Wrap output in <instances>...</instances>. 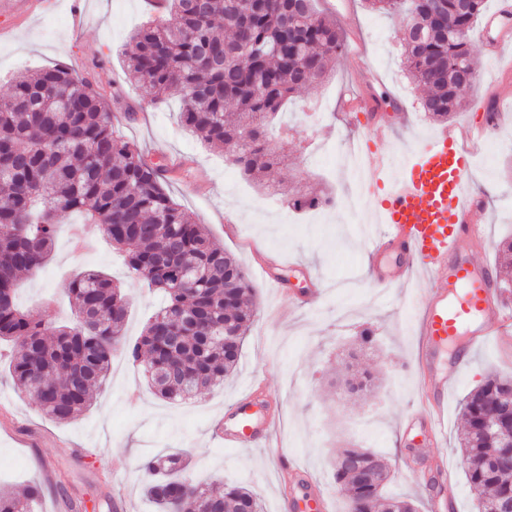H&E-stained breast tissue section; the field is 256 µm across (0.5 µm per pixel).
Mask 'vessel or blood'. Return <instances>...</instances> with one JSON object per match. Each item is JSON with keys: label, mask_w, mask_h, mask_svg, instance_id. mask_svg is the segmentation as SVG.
Returning <instances> with one entry per match:
<instances>
[{"label": "vessel or blood", "mask_w": 512, "mask_h": 512, "mask_svg": "<svg viewBox=\"0 0 512 512\" xmlns=\"http://www.w3.org/2000/svg\"><path fill=\"white\" fill-rule=\"evenodd\" d=\"M482 29L498 33L491 54L511 46L512 0H498ZM498 125V120L485 116L470 123L465 142L456 128L442 129L423 146L408 150L402 173L394 179L389 166L397 145L380 142L366 156L376 182L386 186L377 205L383 230L372 241L371 258H397L390 268L377 269V279L390 283L419 270L428 280L418 355L424 388L411 422L423 424L426 436L435 441L441 437L448 390L458 382L463 366L489 342L512 346V316L500 307L495 270L473 251L484 240L478 221L484 203L467 184L472 157ZM447 348L454 356L444 364L440 358ZM272 425L255 399L247 396L225 408L217 435L237 448H270Z\"/></svg>", "instance_id": "b4317fda"}]
</instances>
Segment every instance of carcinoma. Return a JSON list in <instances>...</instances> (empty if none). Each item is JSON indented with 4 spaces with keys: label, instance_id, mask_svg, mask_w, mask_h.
<instances>
[{
    "label": "carcinoma",
    "instance_id": "cac0c4a2",
    "mask_svg": "<svg viewBox=\"0 0 512 512\" xmlns=\"http://www.w3.org/2000/svg\"><path fill=\"white\" fill-rule=\"evenodd\" d=\"M167 2V16L132 36L129 80L157 99L179 89L181 123L224 149L245 176L259 181L288 163L270 121L343 54L336 21L318 14L313 0ZM365 2L410 16L403 65L412 83L427 89L421 108L440 121L456 114L468 97L459 73H477L471 42L486 0H471L465 10L455 0ZM164 171L135 143L114 137L102 96L64 66L18 75L0 99V342L13 345L15 387L37 395L54 421L75 420L90 408L118 350L142 364L155 394L169 401L190 399L237 368L257 310L255 288L242 264L172 200ZM266 190L282 195L290 209L322 204L297 186ZM74 213L124 253L132 274L166 297L133 344L123 334L128 298L98 270L84 271L67 288L75 312L70 324L56 325L41 310L16 303L21 276L42 270L58 224ZM497 260L512 267V238L497 245ZM509 382L490 374L463 404L461 463L480 512H500L512 498V466H490L497 445L475 433L485 418L502 417ZM341 454L376 474L366 483L353 468H335L349 512H416L412 501L383 495L390 471L377 454L363 448ZM144 468V495L157 512H262L242 485L213 489L195 481L184 452L155 455ZM41 497L38 484L19 495L0 487V512H35Z\"/></svg>",
    "mask_w": 512,
    "mask_h": 512
}]
</instances>
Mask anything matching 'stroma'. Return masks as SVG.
Returning <instances> with one entry per match:
<instances>
[{
	"instance_id": "1",
	"label": "stroma",
	"mask_w": 512,
	"mask_h": 512,
	"mask_svg": "<svg viewBox=\"0 0 512 512\" xmlns=\"http://www.w3.org/2000/svg\"><path fill=\"white\" fill-rule=\"evenodd\" d=\"M351 3V25L343 30L346 47L360 52L379 76L366 94L387 95L381 110L393 127L385 137L420 145L441 125L421 111L423 90L400 71L405 19L374 12L365 0ZM162 5L163 0H35L22 17L0 15V97L20 73L55 64L86 78L105 96L115 136L167 164L170 196L247 268L257 291V314L239 365L223 385L172 404L156 396L141 369L119 351L92 407L68 423L50 419L14 387L8 370L11 348L1 343L0 485L42 484L45 496L38 512H154L143 494L141 461L186 449L199 479L244 485L263 512H289V503L302 500L294 477L281 471L266 449L228 448L214 435L225 407L259 389L274 395L268 407L277 415L274 435L281 452L332 499L334 512H347L331 475L344 448L383 454L390 465L387 493L414 501L418 512H431L432 499L449 492L455 512H477L456 440L463 425L461 400L488 372L512 374V354L494 344L479 349L448 393L442 453L455 486L446 489L430 466L433 450L422 430L408 432L403 426L418 405L415 365L427 283L411 273L382 288L368 269L365 252L377 229L375 196L365 198L362 223L341 219L355 187L338 157L350 141L372 139L342 109L344 97L359 82L347 56L336 58L318 85L283 107L280 122L293 150L288 164L268 176L334 197L338 217L322 224L314 215L292 214L283 200L268 201L223 152L186 130L179 118V93L157 101L148 89L127 80L124 60L131 37L163 16ZM473 50L477 94L512 100V55L491 56L478 41ZM493 141V149L473 159L468 175L470 191L487 202L482 222L487 242L479 256L489 262L502 236L512 232V123L503 122ZM69 234V224H62L48 265L23 279L19 303L41 307L52 322L68 320L69 281L81 270L99 269L128 296L124 335L137 339L163 304L162 295L130 276L106 239L79 253L71 250ZM274 262L283 267L289 294L275 293L261 273ZM314 287L322 292L317 306L295 300L294 291ZM365 326L373 328L376 341L359 362L376 374L378 388L358 398L344 390V364Z\"/></svg>"
}]
</instances>
